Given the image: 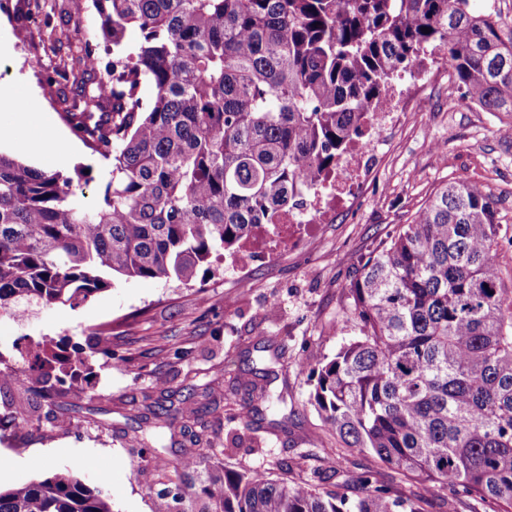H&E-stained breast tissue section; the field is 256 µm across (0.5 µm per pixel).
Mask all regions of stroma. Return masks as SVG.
<instances>
[{
	"mask_svg": "<svg viewBox=\"0 0 512 512\" xmlns=\"http://www.w3.org/2000/svg\"><path fill=\"white\" fill-rule=\"evenodd\" d=\"M53 24L51 34L29 26L23 0H0V86L24 102L41 94L44 76L67 58L66 51L53 50V41L93 34L98 17L89 8ZM65 110L57 99L39 112L61 130L60 149H74L67 165L50 152H23L35 129L17 125L10 112H0V128L11 133L0 140V151L46 171L101 172L106 160L74 135ZM447 181L481 185L495 199L501 222L512 225V115L482 111L454 84L430 87L420 111L408 113L389 134L364 201L318 225L303 251L256 261L243 275L219 263L188 285L118 276L76 306L32 304L21 317L0 313L2 365H21V347L39 343L66 353L81 350L66 391L35 370L26 382L0 385V488L60 469L92 487L101 464L114 512H154L157 492L173 474L162 459L185 454L199 461L183 477L192 492L185 508L200 512L197 492L211 471L246 467L278 479L275 463L285 459L294 477L304 476L315 465L305 451L327 436L308 403L312 386L296 363L334 354L341 341L334 325L347 303L350 271ZM254 346L281 355L266 383L288 391L296 415L287 428L274 426L267 414L247 430L234 420L243 395L231 386L246 376V352ZM192 388L217 404L205 418L201 443L166 436L161 460L142 457L129 438L140 426L144 394L156 397L165 389L180 396Z\"/></svg>",
	"mask_w": 512,
	"mask_h": 512,
	"instance_id": "1",
	"label": "stroma"
}]
</instances>
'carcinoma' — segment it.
I'll return each instance as SVG.
<instances>
[{"label":"carcinoma","mask_w":512,"mask_h":512,"mask_svg":"<svg viewBox=\"0 0 512 512\" xmlns=\"http://www.w3.org/2000/svg\"><path fill=\"white\" fill-rule=\"evenodd\" d=\"M99 27L69 46L73 78L45 83L74 134L112 162L97 201L90 170L45 172L0 152V311L79 304L114 275L189 284L259 224L301 207L388 85L421 54L440 61L487 112L512 114V30L471 0H92ZM140 32L134 50L127 29ZM429 32H424V29ZM112 44L102 63L99 42ZM512 247L478 184H442L361 257L331 357L303 361L309 401L336 452L368 456L415 489L364 468L353 493L308 478L224 468L207 512H429L430 490L469 512H512ZM32 365L62 386L44 347ZM238 379L243 428L274 404L267 375ZM147 404L144 421L200 441L211 405ZM178 478L154 512H183ZM0 512H112V487L65 472L0 490Z\"/></svg>","instance_id":"obj_1"}]
</instances>
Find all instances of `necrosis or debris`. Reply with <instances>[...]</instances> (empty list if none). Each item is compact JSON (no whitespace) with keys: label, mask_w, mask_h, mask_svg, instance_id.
<instances>
[{"label":"necrosis or debris","mask_w":512,"mask_h":512,"mask_svg":"<svg viewBox=\"0 0 512 512\" xmlns=\"http://www.w3.org/2000/svg\"><path fill=\"white\" fill-rule=\"evenodd\" d=\"M386 105L377 112L366 113L359 132L336 171L312 187L302 207L281 213L273 224L259 225L252 238L225 255L226 265L241 269L254 257H268L299 247L315 225L331 221L338 208L357 200L359 192L379 165L380 147L392 128L399 125L406 110H417V103H406L401 89L388 87Z\"/></svg>","instance_id":"necrosis-or-debris-1"}]
</instances>
